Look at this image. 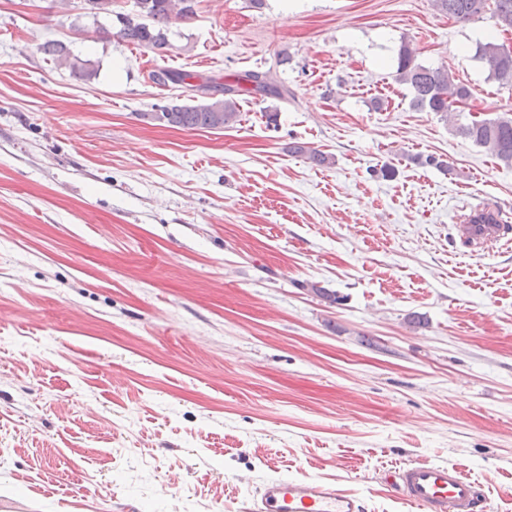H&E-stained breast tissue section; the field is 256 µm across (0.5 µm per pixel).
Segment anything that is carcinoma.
<instances>
[{
	"instance_id": "obj_1",
	"label": "carcinoma",
	"mask_w": 512,
	"mask_h": 512,
	"mask_svg": "<svg viewBox=\"0 0 512 512\" xmlns=\"http://www.w3.org/2000/svg\"><path fill=\"white\" fill-rule=\"evenodd\" d=\"M89 13L111 14L119 25L117 36L140 46L163 50L169 45L168 25L174 19L184 20L195 13L196 0H135L136 10L130 13L112 10V0H84ZM437 10L459 21H468L481 15L480 0H434ZM490 9L497 24L512 29V0H489ZM40 52L49 57L55 66L66 68L80 80L91 82L96 79L98 68L90 59L74 54L64 43L48 41L39 46ZM481 58L488 65L491 75L504 84H512V53L507 54L499 45L488 42L479 46ZM398 78L411 88V104L418 110L448 113L459 98L470 96L467 86L456 83L448 71L425 67L416 62L414 51L406 44L398 53ZM192 75L162 69L152 74L154 83L164 86L169 81L182 84ZM245 80L256 84V93L284 96V91L270 82L267 76L251 72ZM224 97L213 98L198 104H168L159 107L162 123L188 130H217L238 121L239 104L237 97L242 89L226 85ZM462 133L475 145L487 148L491 154L506 166H512V118L474 120L462 128ZM295 154L305 155L313 164L325 166L330 158L303 143L290 146Z\"/></svg>"
}]
</instances>
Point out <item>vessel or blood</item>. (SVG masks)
Wrapping results in <instances>:
<instances>
[{
  "label": "vessel or blood",
  "instance_id": "1",
  "mask_svg": "<svg viewBox=\"0 0 512 512\" xmlns=\"http://www.w3.org/2000/svg\"><path fill=\"white\" fill-rule=\"evenodd\" d=\"M456 231L471 248L512 234L507 224H460ZM406 500L421 512H481L476 485L452 465L411 464L398 472ZM251 512H359L354 493L315 479H274L263 483Z\"/></svg>",
  "mask_w": 512,
  "mask_h": 512
}]
</instances>
